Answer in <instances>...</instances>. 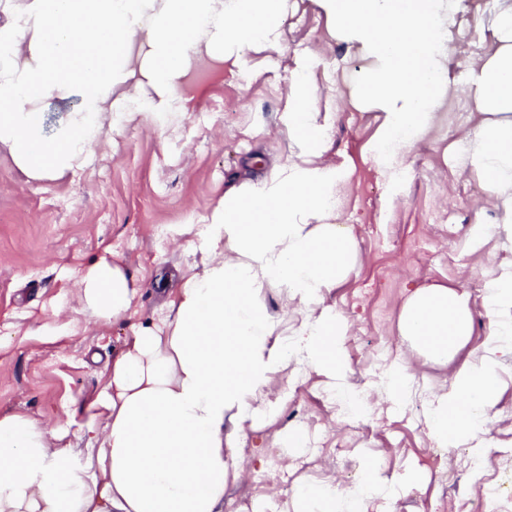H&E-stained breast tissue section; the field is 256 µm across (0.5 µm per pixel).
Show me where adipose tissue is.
<instances>
[{
  "instance_id": "obj_1",
  "label": "adipose tissue",
  "mask_w": 512,
  "mask_h": 512,
  "mask_svg": "<svg viewBox=\"0 0 512 512\" xmlns=\"http://www.w3.org/2000/svg\"><path fill=\"white\" fill-rule=\"evenodd\" d=\"M333 26L372 63L363 97L384 114L381 147L420 140L447 89L450 27L460 0H318ZM0 144L29 177L73 170L103 136V115L129 120L143 100L158 120L183 113L179 81L193 60L226 45L241 51L276 45L288 0H0ZM498 47L477 66L483 111L465 131L461 161L489 188L485 207L503 212L512 238V7L495 15ZM80 95L54 139L43 135L41 102ZM298 78L282 124L295 161L266 180L228 190L204 223L188 224L202 269L176 288L161 325L135 327L109 370L104 423L89 421L82 448H59L52 429L19 413L0 417V512H222L228 482L244 477L245 424L275 420L271 375L289 362L324 376L352 412L365 392L345 381L343 323L325 297L357 259L350 226L336 221L345 169L317 165L328 121ZM79 300L101 322L124 317L138 289L123 269L100 258L81 274ZM280 289L301 319L279 339L264 302ZM498 322L473 362L447 390L425 396L408 360L378 374L375 388L394 405L425 400L440 448H481L497 404L499 368L512 356V264L482 294ZM468 293L442 284L404 301L400 336L433 362L448 363L472 334ZM405 482L367 472L351 488L299 487L292 512H368L396 501Z\"/></svg>"
}]
</instances>
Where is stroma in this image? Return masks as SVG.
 Returning a JSON list of instances; mask_svg holds the SVG:
<instances>
[{
    "mask_svg": "<svg viewBox=\"0 0 512 512\" xmlns=\"http://www.w3.org/2000/svg\"><path fill=\"white\" fill-rule=\"evenodd\" d=\"M497 9L496 0H462L450 88L426 136L401 156L397 181L375 152L383 114L359 93L368 63L335 33L317 0H288L275 47L246 50L232 64L197 57L183 85L196 98L187 112L167 122L141 113L120 129L105 128L81 170L32 180L0 144V416L30 415L59 427L61 446L84 447L90 416L107 415L108 364L133 327L157 324L170 292L202 268L183 225L202 223L228 189L294 159L281 116L302 72L317 89L314 110L332 115L322 162L352 170L338 189L336 220L352 226L357 262L326 303L346 322L348 381L367 392L371 411L345 417L322 377L289 365L268 387L288 393L278 425L249 432L250 476L225 493L238 512H252L261 498L265 512H278L279 500L266 497L272 487L290 497L299 485L326 479L342 491L370 465L390 480L418 468L421 486L393 504L374 501L370 512H461L477 498L487 512H512V359L502 364L476 473L469 446L435 447L421 404L398 409L373 387L382 367L374 344L387 345L391 360L412 353L398 321L414 288L443 284L470 293L473 303L469 342L448 365L421 369L432 392L447 387L495 324L481 296L497 267L512 264V242L501 234L475 240L474 225L501 215L480 210L487 186L458 159L461 130L480 121L473 72L495 50ZM103 256L139 288L130 311L110 324L90 318L77 300L79 272ZM281 427L304 430V447L284 449Z\"/></svg>",
    "mask_w": 512,
    "mask_h": 512,
    "instance_id": "1",
    "label": "stroma"
}]
</instances>
